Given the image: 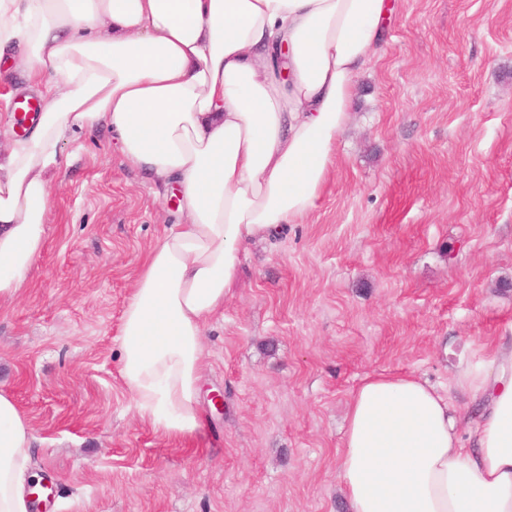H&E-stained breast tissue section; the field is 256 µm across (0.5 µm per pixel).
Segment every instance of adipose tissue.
Listing matches in <instances>:
<instances>
[{"label": "adipose tissue", "instance_id": "1", "mask_svg": "<svg viewBox=\"0 0 512 512\" xmlns=\"http://www.w3.org/2000/svg\"><path fill=\"white\" fill-rule=\"evenodd\" d=\"M391 0H0V73H28L40 112L0 146V304L40 258L54 171L75 130L114 133L123 165L180 197L120 325L138 415L172 437L203 424L208 321L242 252L310 213L352 120L355 78ZM468 420L412 373L365 376L336 477L349 512H512V342L461 361ZM35 436L0 390V512H29Z\"/></svg>", "mask_w": 512, "mask_h": 512}]
</instances>
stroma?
Instances as JSON below:
<instances>
[{"mask_svg":"<svg viewBox=\"0 0 512 512\" xmlns=\"http://www.w3.org/2000/svg\"><path fill=\"white\" fill-rule=\"evenodd\" d=\"M393 2L316 208L248 245L206 326L195 435L156 432L120 375L123 310L178 202L109 130L71 136L42 256L0 305V389L50 493L34 512H348L336 458L360 380L444 391L512 339V0ZM29 95L20 71L0 86L1 137Z\"/></svg>","mask_w":512,"mask_h":512,"instance_id":"35a3bbf8","label":"stroma"}]
</instances>
